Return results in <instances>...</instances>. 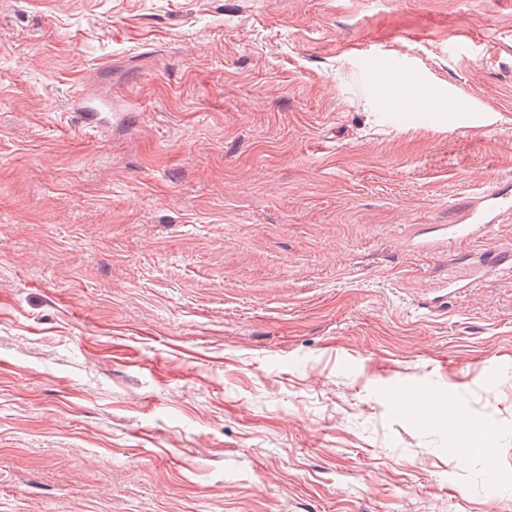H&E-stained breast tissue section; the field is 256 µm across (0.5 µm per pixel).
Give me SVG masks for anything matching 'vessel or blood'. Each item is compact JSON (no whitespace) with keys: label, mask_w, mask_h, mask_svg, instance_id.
Here are the masks:
<instances>
[{"label":"vessel or blood","mask_w":512,"mask_h":512,"mask_svg":"<svg viewBox=\"0 0 512 512\" xmlns=\"http://www.w3.org/2000/svg\"><path fill=\"white\" fill-rule=\"evenodd\" d=\"M453 211L454 216L448 222L449 239L487 237L495 225L512 221V182L499 181L469 194L454 204ZM479 262L487 270L511 268L512 249L490 244L481 253Z\"/></svg>","instance_id":"b4317fda"}]
</instances>
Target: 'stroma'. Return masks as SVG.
<instances>
[{"mask_svg":"<svg viewBox=\"0 0 512 512\" xmlns=\"http://www.w3.org/2000/svg\"><path fill=\"white\" fill-rule=\"evenodd\" d=\"M506 179L512 0H0V512H512ZM454 217L448 220V238L478 239L488 237L496 224L512 221V182L498 181L468 194L454 204ZM480 266L482 269H495L512 267V250L511 247H503L495 244H489V248L480 254ZM424 403H427L428 412L422 415L429 424H436L446 419L448 420V424H453L455 426L457 432L465 440V443L470 442L474 438V433L468 431V428L454 401H448V405L443 407L441 410L433 405L428 397Z\"/></svg>","mask_w":512,"mask_h":512,"instance_id":"obj_1","label":"stroma"}]
</instances>
